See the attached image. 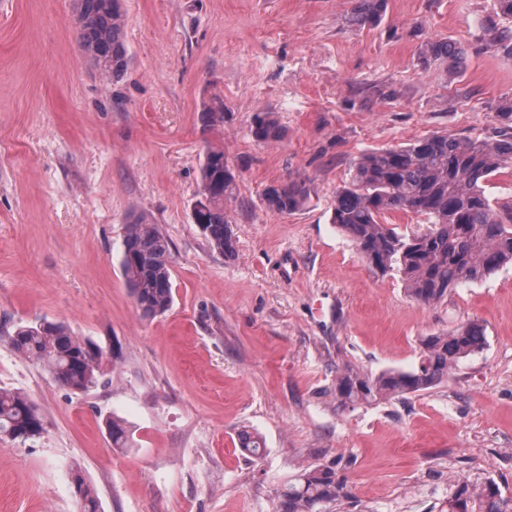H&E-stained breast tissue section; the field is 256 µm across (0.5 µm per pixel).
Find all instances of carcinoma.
I'll list each match as a JSON object with an SVG mask.
<instances>
[{"label":"carcinoma","mask_w":512,"mask_h":512,"mask_svg":"<svg viewBox=\"0 0 512 512\" xmlns=\"http://www.w3.org/2000/svg\"><path fill=\"white\" fill-rule=\"evenodd\" d=\"M386 9V0H358L352 21L373 24ZM81 19L79 42L84 53L106 75L117 80L128 69L123 14L118 0H76ZM427 58H461L448 41L430 42ZM209 125L224 123V103H213L202 114ZM501 126L483 139L461 140L434 133L405 146L372 150L354 164L350 181L336 195L333 223L355 242L377 270L397 272L411 296L437 302L448 290L479 281L512 263V205L494 206L488 183L512 163V104L499 108ZM252 134L261 143L277 142L282 132L269 114L256 116ZM236 177L224 163V151L212 149L201 169L199 209L194 223L211 247L232 252L233 243L224 203L234 198ZM307 198L306 181L294 179L269 187L264 200L278 215L300 209ZM403 211L424 215L426 230L403 235L382 222L385 214ZM121 268L138 309L146 317L164 314L173 303L168 241L142 216L126 224ZM12 349L46 370L62 387L84 393L99 381L108 353L104 347L75 336L61 322L41 320L0 324ZM484 343L481 324L467 323L446 335L424 342L418 366L410 371L377 374L345 369L336 378V403L346 408L392 398H403L437 385L458 363ZM112 445L123 448L128 430L117 419L107 421ZM44 422L37 406L19 391L0 389V436L26 441L42 433ZM239 449L259 458L265 446L247 431L237 435ZM79 512H100L93 489L80 475L74 477ZM344 496V484L331 467H313L276 491L274 512H325L324 505ZM448 512H512V497L496 481L458 480L448 500Z\"/></svg>","instance_id":"1"}]
</instances>
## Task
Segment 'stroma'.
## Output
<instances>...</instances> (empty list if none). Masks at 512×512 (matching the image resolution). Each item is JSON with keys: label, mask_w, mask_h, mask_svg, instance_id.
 <instances>
[{"label": "stroma", "mask_w": 512, "mask_h": 512, "mask_svg": "<svg viewBox=\"0 0 512 512\" xmlns=\"http://www.w3.org/2000/svg\"><path fill=\"white\" fill-rule=\"evenodd\" d=\"M493 3L388 0L359 27L356 0H120L115 81L83 53L74 0H0V320L61 321L114 352L75 394L0 335V388L44 418L36 439L0 437V512H78L77 474L102 512H272L314 466L346 484L327 512H448L465 477L512 496V265L424 305L332 222L364 152L498 126L512 57ZM436 40L462 62L426 59ZM218 100L223 124L205 125ZM264 112L280 141L253 137ZM210 148L237 182L224 255L192 219ZM299 177L305 205L270 212L265 189ZM133 215L170 246L174 300L154 318L120 265ZM472 320L482 349L436 386L337 405L343 369H412L426 338Z\"/></svg>", "instance_id": "35a3bbf8"}]
</instances>
